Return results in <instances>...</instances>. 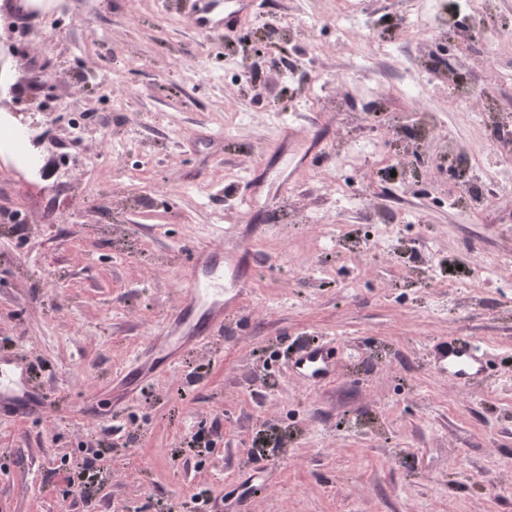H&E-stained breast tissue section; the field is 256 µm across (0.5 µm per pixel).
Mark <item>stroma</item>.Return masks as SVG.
<instances>
[{
	"label": "stroma",
	"mask_w": 512,
	"mask_h": 512,
	"mask_svg": "<svg viewBox=\"0 0 512 512\" xmlns=\"http://www.w3.org/2000/svg\"><path fill=\"white\" fill-rule=\"evenodd\" d=\"M190 11L191 0H0V116L45 105L25 81L36 72L86 117V136L74 141L63 118L42 116L43 137L26 148L38 170L0 139V352L27 350L54 406L48 419L0 423V512H178L198 491L247 478L245 454L255 450L271 466L270 486L232 512H512V289L457 291L434 322L429 289L410 282L423 257L372 269L352 300L338 284L349 268L313 250L305 225H289L287 241L271 237L281 201L315 183L320 164L275 165L285 136L260 121L218 137L225 109L285 108L289 97L268 73L231 98L223 81H188L185 68H220L225 47L264 22L258 11L234 33L202 34ZM170 13L179 23L160 25ZM29 25L49 45L32 46ZM79 42L87 49L77 55ZM163 43L179 56L161 53ZM112 68L137 89L120 111L102 83ZM130 127L138 140L125 156L85 168L104 131ZM247 143L271 171L251 234L262 243L251 288L221 338L145 381L111 418L113 385L177 303L184 244L211 238L214 215L244 221L240 186L224 173ZM97 179L126 182L137 200L128 223L91 205L86 186ZM407 202L423 216L417 234L439 236L449 254H512V207L467 218L432 207L423 182ZM285 247L332 276L285 290L276 264ZM382 282L391 299L381 298ZM268 303L276 311L260 316ZM457 336L487 353L486 378L468 392L427 353ZM306 341L343 348L335 383L290 374L289 355ZM268 376L279 401L262 395ZM89 398L95 415L74 414ZM354 417L370 429L348 432ZM116 443L123 453L105 452ZM88 446L102 451L91 465Z\"/></svg>",
	"instance_id": "1"
}]
</instances>
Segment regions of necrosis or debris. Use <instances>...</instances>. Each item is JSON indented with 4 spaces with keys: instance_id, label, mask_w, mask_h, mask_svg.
<instances>
[{
    "instance_id": "obj_1",
    "label": "necrosis or debris",
    "mask_w": 512,
    "mask_h": 512,
    "mask_svg": "<svg viewBox=\"0 0 512 512\" xmlns=\"http://www.w3.org/2000/svg\"><path fill=\"white\" fill-rule=\"evenodd\" d=\"M500 7V0H410L409 9L389 20L364 13L357 0H331L317 26L336 30L335 42L313 39L303 56L274 63L284 85L293 88L289 110L268 111L264 122L269 131L285 128L292 113L332 103V93L343 90L359 119L382 111L386 99H409L407 110L392 114L372 135L338 134L323 161L318 185L311 194L315 203L299 210L294 200L283 201L279 221L309 225L324 249L335 251L342 260L374 257L390 264L404 262L401 242L421 218L403 206L406 191L417 182L412 155L431 157L433 171L458 169L463 178L449 191V209L462 215L490 206L512 202V113L499 109L469 78V60L436 58L414 67L399 52L400 46L458 38L464 42L492 43L512 55V22L487 27L486 22ZM348 50L349 63L332 75L316 63L333 54L335 44ZM388 59L396 79L392 84L376 78L379 59ZM449 87L448 107H430V91ZM461 116L466 128L480 135V143L463 141L449 127V113ZM371 165L388 181L391 193L385 207L375 205L365 193L352 194L346 175ZM351 213L363 216L362 223L345 224ZM416 249L429 258L420 285L434 289L430 304L441 314L448 292L461 288H507L512 286V258L485 256L470 264L462 278L448 277L451 264L439 238L417 239ZM447 293H440V283Z\"/></svg>"
}]
</instances>
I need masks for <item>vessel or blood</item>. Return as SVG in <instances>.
<instances>
[{
  "label": "vessel or blood",
  "instance_id": "1",
  "mask_svg": "<svg viewBox=\"0 0 512 512\" xmlns=\"http://www.w3.org/2000/svg\"><path fill=\"white\" fill-rule=\"evenodd\" d=\"M261 0H192L191 19L196 30L232 29L256 11ZM248 230L231 224L220 244L196 242L184 256L190 269L188 284L180 295L172 317L164 319L134 364L140 380L161 368L172 369L185 352L212 343L224 330V312L238 303L249 282L253 265L246 246ZM435 359L449 382L467 388L485 378L484 353L468 337H455L440 344ZM296 375L329 385L336 380V352L327 343H303L291 358ZM27 353L0 355V417H45L49 407L44 393L32 379Z\"/></svg>",
  "mask_w": 512,
  "mask_h": 512
}]
</instances>
